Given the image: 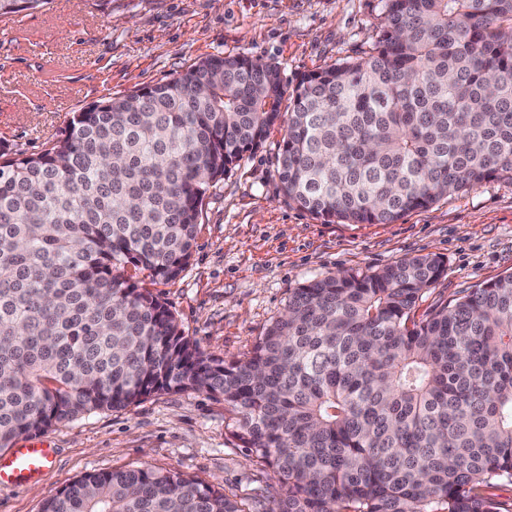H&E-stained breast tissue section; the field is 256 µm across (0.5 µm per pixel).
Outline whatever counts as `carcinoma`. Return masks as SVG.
Wrapping results in <instances>:
<instances>
[{"mask_svg": "<svg viewBox=\"0 0 512 512\" xmlns=\"http://www.w3.org/2000/svg\"><path fill=\"white\" fill-rule=\"evenodd\" d=\"M49 0H0V17ZM361 55L284 82L211 56L0 141V451L152 394L205 391L278 475L277 512H512V273L417 315L447 274L415 255L294 288L242 359L191 342L136 278L179 277L209 187L286 125L277 176L327 222L394 224L512 179V0H379ZM289 100L288 113L281 110ZM40 512H245L178 472L86 473Z\"/></svg>", "mask_w": 512, "mask_h": 512, "instance_id": "carcinoma-1", "label": "carcinoma"}]
</instances>
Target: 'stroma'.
<instances>
[{
    "instance_id": "1",
    "label": "stroma",
    "mask_w": 512,
    "mask_h": 512,
    "mask_svg": "<svg viewBox=\"0 0 512 512\" xmlns=\"http://www.w3.org/2000/svg\"><path fill=\"white\" fill-rule=\"evenodd\" d=\"M379 23L378 0H50L0 17V139L37 154L90 104L171 80L213 55L278 65L285 82L355 57ZM283 128L245 154L207 192L193 255L166 284L141 279L184 335L213 357H245L299 284L439 254L447 276L429 309L512 273V181L440 199L394 224H326L289 202L277 177ZM236 413L203 391L149 396L94 412L45 436L55 456L39 480L0 486V512H38L42 500L93 471H175L223 488L246 512H274L272 469L254 465L231 431Z\"/></svg>"
}]
</instances>
